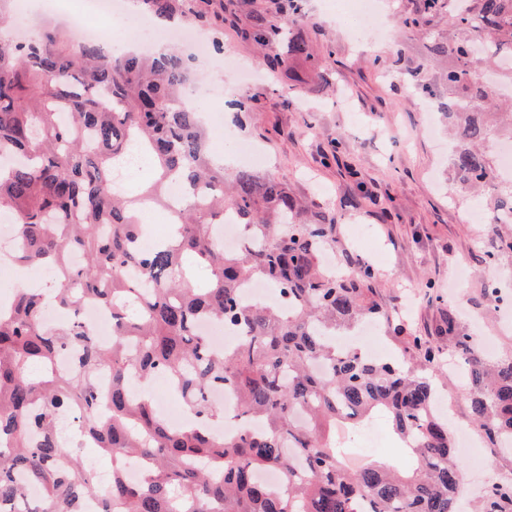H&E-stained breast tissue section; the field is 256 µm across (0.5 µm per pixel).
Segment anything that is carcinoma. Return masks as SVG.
<instances>
[{
	"label": "carcinoma",
	"mask_w": 512,
	"mask_h": 512,
	"mask_svg": "<svg viewBox=\"0 0 512 512\" xmlns=\"http://www.w3.org/2000/svg\"><path fill=\"white\" fill-rule=\"evenodd\" d=\"M0 0V212L16 217V261L53 272L55 301L71 313L81 297L112 309L115 334L98 345L73 322L47 331L44 301L17 289L9 317L0 316V433L13 447L0 452V505L16 501L24 475L42 485L44 501L27 512H81L94 492L75 462L59 466L55 416L83 412L77 429L103 456L151 457L143 485L112 470V487L100 495V512H456L462 465L448 421L434 408L438 377L430 368L443 349L456 351L470 394L472 420L493 446L512 439V355L489 365L472 338L448 314L436 335L405 336L421 370L405 355L372 359L336 347V331L366 320L388 321L374 299V270L327 273L322 254L336 243V225L288 186L250 169L232 175L215 162L209 139L185 96L190 56L176 49L153 54L106 51L107 42L64 40L49 30L22 42L3 38ZM193 0H135L158 19L204 22ZM459 36L435 37L430 17L440 0H423L413 23L428 36V51L448 61V98L441 116L451 127L450 167L461 190L492 189L495 216L512 214V184H493L494 166L482 146L505 124L492 121L498 104L476 79L477 66L512 57V0H463ZM283 35L273 12L257 17L251 36L269 47ZM152 161L147 187L115 188L118 162L131 148ZM184 199L172 239L151 250L137 241L138 213L167 202L168 185ZM235 215L246 247L224 251L214 227ZM79 253L84 264L67 263ZM208 283L188 288L195 268ZM261 280L287 297L273 307L240 300L242 286ZM201 317L241 330L235 347L214 353L195 330ZM64 347L77 350L73 372L52 365ZM38 367L40 374L32 375ZM112 372V417L95 413V380ZM162 374L200 423L175 429L157 413L146 392L130 391L131 377L148 382ZM235 391L239 430L214 433L208 422L221 408L207 399L216 388ZM377 411L385 412L397 447L417 460L345 465L336 450V426L351 434ZM41 435L38 443L29 435ZM274 471L272 484L259 474ZM481 512H512V484L493 483Z\"/></svg>",
	"instance_id": "1"
}]
</instances>
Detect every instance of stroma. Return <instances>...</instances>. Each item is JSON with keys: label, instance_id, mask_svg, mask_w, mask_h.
I'll return each instance as SVG.
<instances>
[{"label": "stroma", "instance_id": "35a3bbf8", "mask_svg": "<svg viewBox=\"0 0 512 512\" xmlns=\"http://www.w3.org/2000/svg\"><path fill=\"white\" fill-rule=\"evenodd\" d=\"M384 2L390 37L354 41L339 20L341 0H302L306 52L289 54L283 39L263 56L244 33L274 0H235V10L211 25L219 35L211 53L232 52L261 72L235 90V99L251 103L237 134L261 150V174L334 222L333 260L348 271L374 264L375 298L394 321L430 336L450 312L462 333L496 337L498 355L512 354V334L499 333L511 315L486 292L488 282L512 280V255L486 259L502 227L470 223L476 199L450 192L447 154L424 131L422 84L438 98L448 89L426 38L404 25L423 0ZM342 92L345 110L336 106Z\"/></svg>", "mask_w": 512, "mask_h": 512}]
</instances>
